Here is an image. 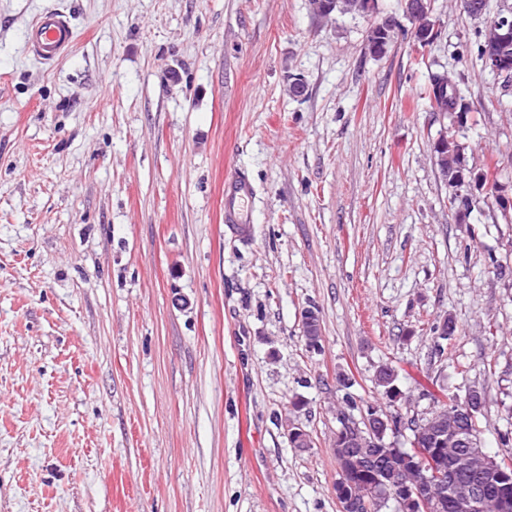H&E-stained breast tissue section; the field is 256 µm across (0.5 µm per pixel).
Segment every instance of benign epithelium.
I'll use <instances>...</instances> for the list:
<instances>
[{"instance_id":"1","label":"benign epithelium","mask_w":512,"mask_h":512,"mask_svg":"<svg viewBox=\"0 0 512 512\" xmlns=\"http://www.w3.org/2000/svg\"><path fill=\"white\" fill-rule=\"evenodd\" d=\"M406 15L414 22L415 42L425 48L440 35L439 27L428 23L430 17L427 0H407ZM390 26L383 21L369 29L366 43L371 54L379 56L385 53L391 42L388 38ZM484 67L491 72L506 77L512 75V63L496 55L485 58ZM430 103L432 112L440 120L448 118V73L435 74L432 83ZM458 195L468 207L480 200L485 190L484 180L479 174L456 175ZM304 335H320L319 315L312 309L302 313ZM471 409L460 410L453 417L438 410L424 421L417 422L413 430L424 427L437 436L435 446L426 449L405 451L410 459L421 454V462L415 463L420 474L419 481L408 484L395 466L372 468L363 475L361 485L368 489L369 499H356L344 494L345 473H340L335 491L345 505L347 512H366L370 504H385L394 498L398 512H437L443 500H448V512H478L487 501L488 483H493L495 500L499 512L512 509V461L498 458L475 447L472 435L460 427V418ZM341 427L338 441L347 451L357 453L374 462L377 460L376 439L387 432H396V426L384 419L375 409L367 410L357 421L348 414L338 415Z\"/></svg>"}]
</instances>
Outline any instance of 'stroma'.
Returning a JSON list of instances; mask_svg holds the SVG:
<instances>
[{
    "instance_id": "stroma-1",
    "label": "stroma",
    "mask_w": 512,
    "mask_h": 512,
    "mask_svg": "<svg viewBox=\"0 0 512 512\" xmlns=\"http://www.w3.org/2000/svg\"><path fill=\"white\" fill-rule=\"evenodd\" d=\"M486 2L433 0L421 50L401 0H0V512H339L336 410L381 403L389 362L402 417L477 386L484 448L512 451V214L450 209L425 96L459 79L467 164L511 194L512 84L469 52ZM51 10L76 43L47 67L25 39ZM390 26L384 19L380 25L373 26L369 29L366 43L371 54L379 56L385 53L387 46L392 41V35L388 38ZM255 187L244 173L235 172L224 178V224L228 230L248 239L253 224L250 203Z\"/></svg>"
}]
</instances>
